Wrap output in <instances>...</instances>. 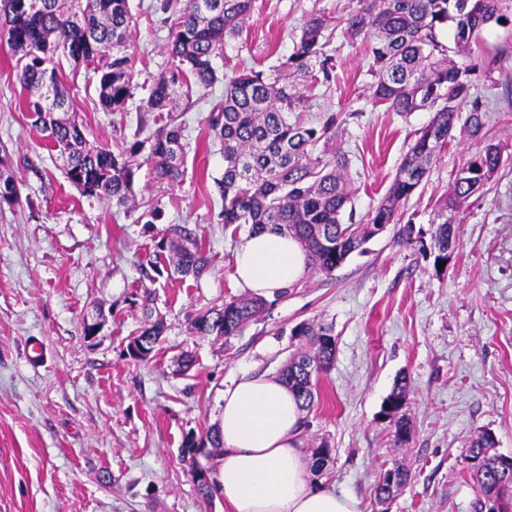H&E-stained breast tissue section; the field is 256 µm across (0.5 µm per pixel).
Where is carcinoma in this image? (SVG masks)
Here are the masks:
<instances>
[{
  "label": "carcinoma",
  "mask_w": 512,
  "mask_h": 512,
  "mask_svg": "<svg viewBox=\"0 0 512 512\" xmlns=\"http://www.w3.org/2000/svg\"><path fill=\"white\" fill-rule=\"evenodd\" d=\"M505 0H353L339 20L321 10L305 16L292 52L267 70L229 66L218 73L214 60L224 53L227 39L238 34L250 18L256 0H157L155 9L169 23L167 52L171 65L148 88V111L158 113L159 127L142 139V130L117 150L90 142L69 112L71 91L55 66L62 53L73 71L84 69L96 79L100 105L109 112H125L139 89L134 83L132 57L134 25L128 0H0V45L22 61L18 82L19 109L29 113L42 147L62 163L67 181L81 196L112 199L125 206L133 198L135 171L147 167L151 179L173 189L185 177L186 141L182 109L193 104L195 92L224 82L205 124L208 135L224 150V173L215 179L226 224H248L250 232L270 229L296 239L313 269L329 274L372 239L374 226L392 224L399 208L428 178L441 149L448 145L460 112H467L461 130L480 148L459 169L448 195L432 214L431 237L435 264L448 263V239L458 233L472 196L480 192L503 163V147L486 138L487 105L474 92L471 75L490 76L506 51L483 49V33L507 20ZM450 26L456 52L480 51L468 64L448 57L440 30ZM341 31L350 42L366 44L372 96L402 117L427 110L434 113L417 132L398 174L381 201L355 224L344 222L353 190L347 176L349 158L338 143V117L323 115L320 125H304L297 113L310 108L304 90L328 93L336 78L333 34ZM43 159L25 157L26 174L45 184ZM0 208L20 203L13 175L2 170ZM163 237L147 262L143 279L199 277L207 265L202 245L185 228ZM144 315L132 341L144 340L150 350L165 331L163 319L152 318V291L144 288ZM260 297H232L198 315L193 330L217 339L234 336L263 312ZM294 335L296 350L281 373V381L310 411L315 402L313 378L333 362L332 327L304 322ZM407 377L392 388L387 401L406 404ZM393 441L403 448L410 428L402 417L391 422ZM492 433L472 439L464 455L465 470L476 485L475 512L481 501L493 500L499 512H512V467H504ZM408 482L396 470L388 489L378 483L376 498L391 499Z\"/></svg>",
  "instance_id": "cac0c4a2"
}]
</instances>
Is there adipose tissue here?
Masks as SVG:
<instances>
[{"label":"adipose tissue","mask_w":512,"mask_h":512,"mask_svg":"<svg viewBox=\"0 0 512 512\" xmlns=\"http://www.w3.org/2000/svg\"><path fill=\"white\" fill-rule=\"evenodd\" d=\"M308 269L297 240L267 230L249 235L235 256L238 280L266 299ZM301 416L296 398L277 379L244 375L225 389L216 479L226 512H356L349 496L309 482Z\"/></svg>","instance_id":"1"}]
</instances>
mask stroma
<instances>
[{"mask_svg":"<svg viewBox=\"0 0 512 512\" xmlns=\"http://www.w3.org/2000/svg\"><path fill=\"white\" fill-rule=\"evenodd\" d=\"M156 0H129L135 23L130 52L140 83L127 111H103L95 82L78 78L71 113L93 142L115 147L138 125L154 131L145 87L167 66L168 29ZM351 0H257L225 62L274 64L291 52L308 13L343 15ZM336 83L305 115H341L350 160L353 216L362 219L387 192L432 114L409 117L372 101L363 43L335 38ZM17 59L0 46V159L10 161L20 205L0 209V512H224L220 498L197 491L181 445L222 414L224 390L242 374L279 377L299 345L300 323L332 325L330 368L300 435L304 452L327 443L330 456L311 483L354 498L357 512H474L478 497L463 468L472 438L491 431L497 452L512 456V162L468 202L446 269L434 266L431 204L446 195L475 146L455 132L426 180L399 213V223L369 241L332 273L308 270L269 301L242 333L217 339L193 333L192 319L243 295L235 254L249 227L224 224L214 183L224 172L219 142L204 143L205 122L224 91L212 90L184 115L187 176L170 190L139 171L136 204L161 203L164 218L137 222L111 200L82 197L58 164L45 162L52 192L25 176L21 161L41 140L15 103ZM490 101L487 130L512 154V60L492 76L473 75ZM412 221L421 243H406ZM186 227L208 258L200 278L159 280L155 305L165 321L158 354H126L139 325L140 265L171 226ZM105 320L97 341L84 321ZM42 352L29 361V346ZM196 364L179 371L181 353ZM407 375V447L392 445L381 419L396 379ZM402 467L409 480L386 504L375 499L379 473Z\"/></svg>","mask_w":512,"mask_h":512,"instance_id":"1","label":"stroma"}]
</instances>
